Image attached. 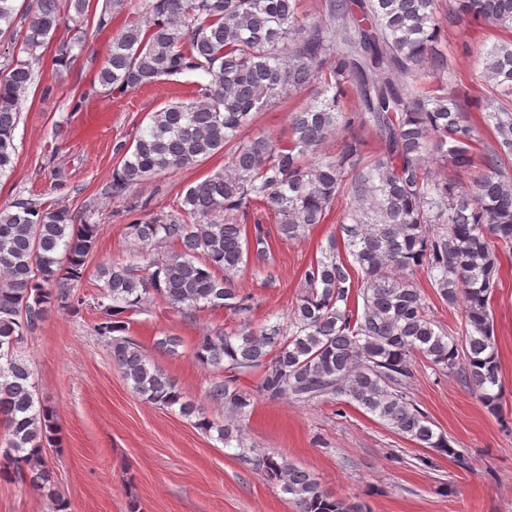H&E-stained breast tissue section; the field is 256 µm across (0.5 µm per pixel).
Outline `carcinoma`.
<instances>
[{
    "instance_id": "1",
    "label": "carcinoma",
    "mask_w": 512,
    "mask_h": 512,
    "mask_svg": "<svg viewBox=\"0 0 512 512\" xmlns=\"http://www.w3.org/2000/svg\"><path fill=\"white\" fill-rule=\"evenodd\" d=\"M0 0V36L16 52L0 64V176L13 168L22 103L62 23L60 0ZM298 0H140L112 37L99 68L108 94L160 80L198 76L195 97L152 113L133 139L116 145L120 162L108 196L224 151V168L189 186L173 213L126 225L139 262L98 267L95 331L112 360L148 402L176 408L199 429L216 431L241 459L292 496L299 512H369L323 489L310 471L242 443L253 396L308 404L346 398L419 448L465 459L434 429L411 396L414 359L454 374L494 416L502 412L500 361L489 313L503 258L512 255V0H455L447 22L489 25L507 33L484 57L487 94L475 102L438 48L434 0H325L324 14L301 20ZM91 0H66L80 23ZM127 0H103L99 21ZM78 41L59 40L53 66L70 68ZM427 69L434 89L415 79ZM311 91L288 112L284 138L250 137L254 113ZM375 133L366 150L362 132ZM343 134L334 156L322 151ZM470 171L458 185L427 168L429 160ZM346 196L339 232L302 274L296 305L282 321L252 325V297L236 288L240 271L260 272L271 250L263 219L296 240L328 218ZM100 225L67 208L21 201L0 210V482L29 483L57 512L48 450L60 449L54 412L37 397L18 354L27 334L54 310L79 314L81 287L98 248ZM173 249L161 251V245ZM424 272L437 296L461 307L449 332L430 317L417 287ZM185 313L227 308L233 334L196 337L194 360L213 373L206 397L224 406V423L186 398L129 335L131 315L151 296ZM255 376L254 392L239 388Z\"/></svg>"
}]
</instances>
